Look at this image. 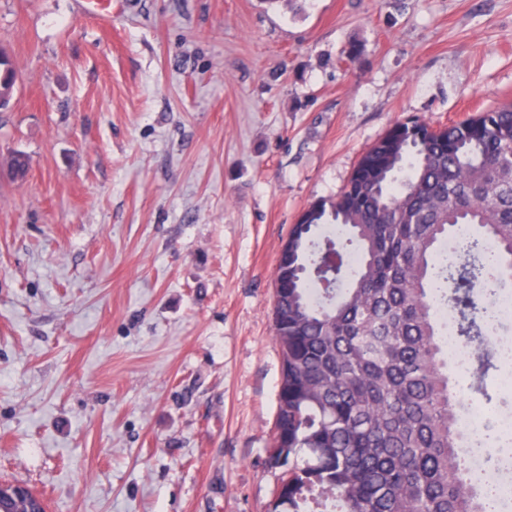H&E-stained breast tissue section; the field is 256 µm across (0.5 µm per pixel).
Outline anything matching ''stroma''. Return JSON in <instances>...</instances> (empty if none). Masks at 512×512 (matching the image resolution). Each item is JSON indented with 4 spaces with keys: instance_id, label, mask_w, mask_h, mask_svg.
<instances>
[{
    "instance_id": "1",
    "label": "stroma",
    "mask_w": 512,
    "mask_h": 512,
    "mask_svg": "<svg viewBox=\"0 0 512 512\" xmlns=\"http://www.w3.org/2000/svg\"><path fill=\"white\" fill-rule=\"evenodd\" d=\"M0 50V482L267 512L281 247L394 123L512 102V0H0Z\"/></svg>"
}]
</instances>
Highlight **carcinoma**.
Masks as SVG:
<instances>
[{
    "instance_id": "1",
    "label": "carcinoma",
    "mask_w": 512,
    "mask_h": 512,
    "mask_svg": "<svg viewBox=\"0 0 512 512\" xmlns=\"http://www.w3.org/2000/svg\"><path fill=\"white\" fill-rule=\"evenodd\" d=\"M296 241L273 310L288 380L272 512H487L438 312L451 305L480 347L512 278V103L395 124ZM498 368L492 350L478 356L480 378Z\"/></svg>"
}]
</instances>
